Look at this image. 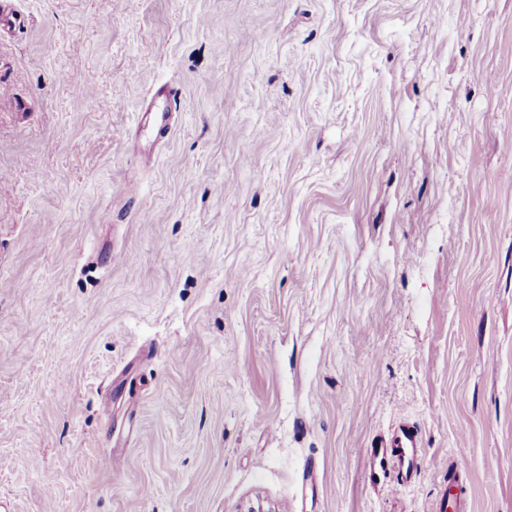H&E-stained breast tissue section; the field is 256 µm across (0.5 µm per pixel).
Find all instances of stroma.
<instances>
[{"mask_svg": "<svg viewBox=\"0 0 512 512\" xmlns=\"http://www.w3.org/2000/svg\"><path fill=\"white\" fill-rule=\"evenodd\" d=\"M15 7L5 512H512V0ZM421 465V428L415 424H402L371 445L366 459V479L370 484H377L394 473L389 488L396 491L420 474Z\"/></svg>", "mask_w": 512, "mask_h": 512, "instance_id": "35a3bbf8", "label": "stroma"}]
</instances>
